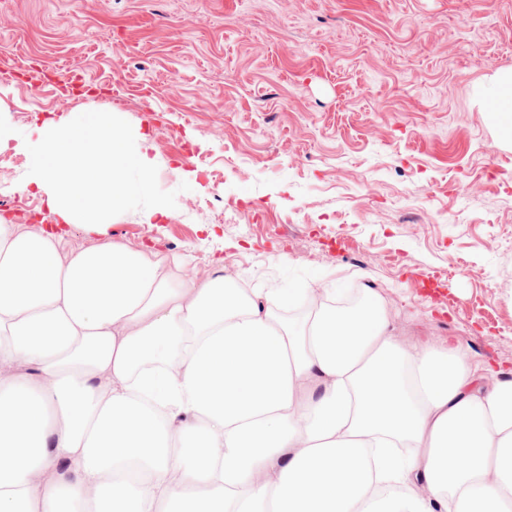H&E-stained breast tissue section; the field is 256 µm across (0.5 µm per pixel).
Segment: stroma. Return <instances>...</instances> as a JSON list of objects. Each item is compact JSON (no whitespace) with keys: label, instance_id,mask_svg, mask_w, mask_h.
Returning <instances> with one entry per match:
<instances>
[{"label":"stroma","instance_id":"1","mask_svg":"<svg viewBox=\"0 0 512 512\" xmlns=\"http://www.w3.org/2000/svg\"><path fill=\"white\" fill-rule=\"evenodd\" d=\"M0 207L67 248L112 242L280 298L372 288L392 332L512 377V144L486 118L512 0H0ZM112 113L167 216L50 215L26 144Z\"/></svg>","mask_w":512,"mask_h":512}]
</instances>
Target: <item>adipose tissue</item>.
Returning <instances> with one entry per match:
<instances>
[{
    "label": "adipose tissue",
    "instance_id": "obj_1",
    "mask_svg": "<svg viewBox=\"0 0 512 512\" xmlns=\"http://www.w3.org/2000/svg\"><path fill=\"white\" fill-rule=\"evenodd\" d=\"M488 118L512 143V70ZM0 222V512H512V379L383 297Z\"/></svg>",
    "mask_w": 512,
    "mask_h": 512
}]
</instances>
